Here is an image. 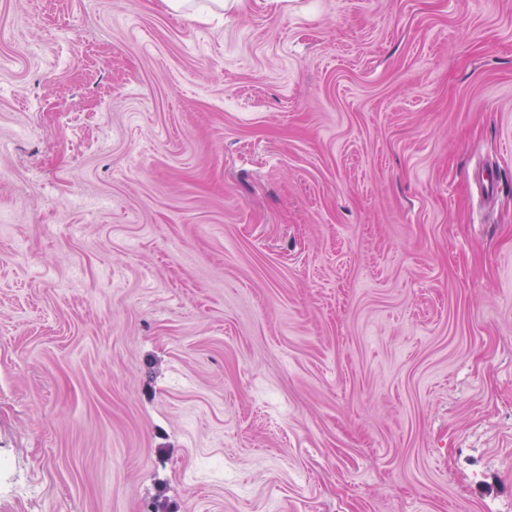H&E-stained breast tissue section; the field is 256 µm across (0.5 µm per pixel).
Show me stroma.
Masks as SVG:
<instances>
[{
    "mask_svg": "<svg viewBox=\"0 0 512 512\" xmlns=\"http://www.w3.org/2000/svg\"><path fill=\"white\" fill-rule=\"evenodd\" d=\"M0 512H512V0H0Z\"/></svg>",
    "mask_w": 512,
    "mask_h": 512,
    "instance_id": "obj_1",
    "label": "stroma"
}]
</instances>
